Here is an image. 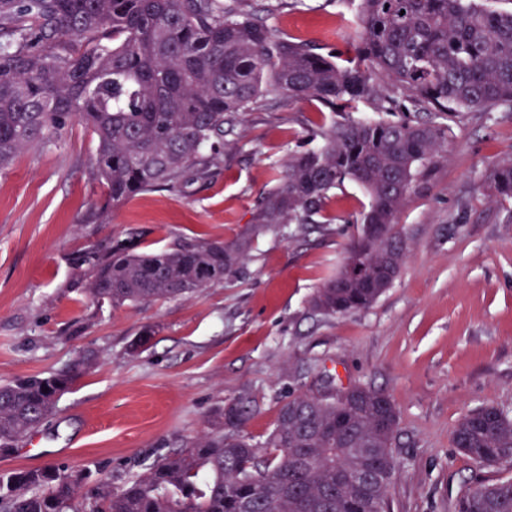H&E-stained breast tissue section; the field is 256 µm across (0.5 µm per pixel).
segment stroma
<instances>
[{"instance_id": "1", "label": "stroma", "mask_w": 512, "mask_h": 512, "mask_svg": "<svg viewBox=\"0 0 512 512\" xmlns=\"http://www.w3.org/2000/svg\"><path fill=\"white\" fill-rule=\"evenodd\" d=\"M282 35L330 49L360 34L358 0H243ZM332 113L315 100L258 103L224 132V162L207 179L164 187L89 218L105 190L92 174L83 123L18 154L0 171V384L49 375L82 352L98 364L38 429L0 452V471L90 468L122 486L208 429L225 401L250 393L244 426L261 440L280 406L326 382L384 389L399 424L388 512H454L461 491L507 477L455 448L467 412L512 413V204L488 174L512 163V108L450 119L447 158L424 170L398 216L406 257L368 309L315 312L310 300L342 264L368 208L353 183L320 223L260 235L241 276L196 294L100 308L71 291L69 256L109 235L146 230V247L229 241L251 224L272 173L320 142ZM151 330L148 345L135 342Z\"/></svg>"}]
</instances>
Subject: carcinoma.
<instances>
[{
  "instance_id": "carcinoma-1",
  "label": "carcinoma",
  "mask_w": 512,
  "mask_h": 512,
  "mask_svg": "<svg viewBox=\"0 0 512 512\" xmlns=\"http://www.w3.org/2000/svg\"><path fill=\"white\" fill-rule=\"evenodd\" d=\"M355 60L283 38L238 0H0V169L77 119L96 142L101 216L160 186L204 179L223 157L224 126L263 97L320 102L340 114L321 144L293 151L261 200L253 225L230 242L179 240L141 247L138 233L104 238L69 257V287L96 304L189 297L240 273L252 238L316 224L345 182L371 199L336 275L314 311L335 316L372 306L398 276L405 242L397 215L420 169L446 158L449 127L464 111L512 106V13L476 0H360ZM409 104L426 114L359 120L357 105ZM497 199H512V164L493 168ZM96 361L0 385V448L39 427ZM346 403L299 395L279 409L262 441L243 433L253 400H227L191 445L121 487L73 468L0 472V512H385L396 463L391 396L363 384ZM453 442L479 466L512 460V416L486 406L464 414ZM456 512H512V477L480 481Z\"/></svg>"
}]
</instances>
